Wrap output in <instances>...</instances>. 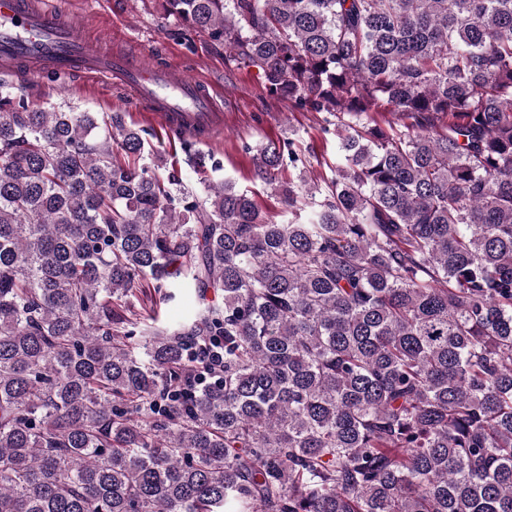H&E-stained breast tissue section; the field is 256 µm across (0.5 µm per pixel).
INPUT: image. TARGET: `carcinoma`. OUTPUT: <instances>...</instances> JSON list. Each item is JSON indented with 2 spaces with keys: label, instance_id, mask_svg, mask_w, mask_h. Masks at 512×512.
Here are the masks:
<instances>
[{
  "label": "carcinoma",
  "instance_id": "obj_1",
  "mask_svg": "<svg viewBox=\"0 0 512 512\" xmlns=\"http://www.w3.org/2000/svg\"><path fill=\"white\" fill-rule=\"evenodd\" d=\"M164 6L344 163L278 223L0 78V512H512V0ZM192 299V289L184 284L179 289V297L175 301L162 303L158 307L160 319L172 325L181 323L191 310Z\"/></svg>",
  "mask_w": 512,
  "mask_h": 512
}]
</instances>
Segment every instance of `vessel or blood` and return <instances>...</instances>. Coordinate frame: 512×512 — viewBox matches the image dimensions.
<instances>
[{"label":"vessel or blood","mask_w":512,"mask_h":512,"mask_svg":"<svg viewBox=\"0 0 512 512\" xmlns=\"http://www.w3.org/2000/svg\"><path fill=\"white\" fill-rule=\"evenodd\" d=\"M0 70L95 78L128 93L184 138L213 142L224 130L217 94L178 69H158L134 51L113 52L48 0H0Z\"/></svg>","instance_id":"1"}]
</instances>
